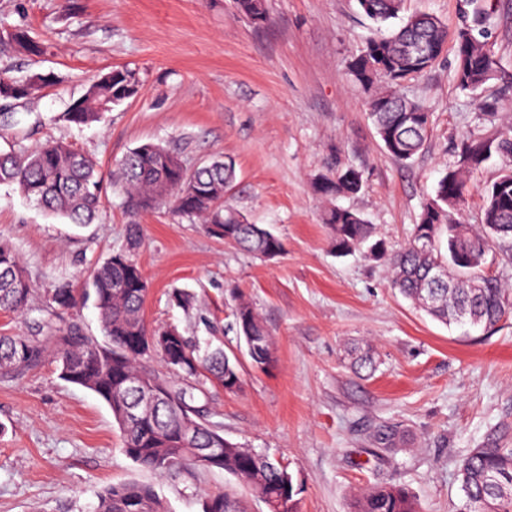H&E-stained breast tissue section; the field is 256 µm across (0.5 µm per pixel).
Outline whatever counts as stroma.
<instances>
[{"instance_id": "stroma-1", "label": "stroma", "mask_w": 512, "mask_h": 512, "mask_svg": "<svg viewBox=\"0 0 512 512\" xmlns=\"http://www.w3.org/2000/svg\"><path fill=\"white\" fill-rule=\"evenodd\" d=\"M483 38L497 73L475 95L456 86L454 42L400 93L432 115L424 149L400 162L382 147L368 93L347 71L373 28L357 0H266L268 21L235 13L232 0H0V32L22 24L45 49L31 57L0 45V71L53 73L56 82L0 118V148L54 140L91 156L104 185L92 224L47 214L17 186L0 184V237L23 259L38 292L66 283L82 294L96 265L127 244L139 225L136 259L150 284L149 328L236 346L237 300L248 302L272 336V362L241 364L232 392L207 400L227 439L287 466L301 492L298 512H354L359 491L400 483L420 512H464L458 459L490 433L512 436V314L495 327L443 324L390 287L383 262L336 255L321 222L312 180L351 165L365 187L341 198L395 249L410 236L427 198L452 163L459 136L492 133L483 100L512 117V0H493ZM114 67L133 70L139 95L103 122L63 120L87 82ZM153 142L193 168L224 156L236 165L225 201L269 228L283 252L263 260L212 236L168 207L132 212L115 184L134 147ZM193 293L183 310L172 290ZM77 327L100 333L93 303L46 322L40 312L0 311V334L47 336ZM371 348L370 376L348 351ZM399 433L395 451L378 433ZM152 485L166 512H201V494L229 492L248 512H268L224 472L157 475L129 459L108 406L60 378L54 356L19 375L0 376V512H93L105 486Z\"/></svg>"}]
</instances>
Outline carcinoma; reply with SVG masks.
<instances>
[{"label": "carcinoma", "mask_w": 512, "mask_h": 512, "mask_svg": "<svg viewBox=\"0 0 512 512\" xmlns=\"http://www.w3.org/2000/svg\"><path fill=\"white\" fill-rule=\"evenodd\" d=\"M365 15L377 24L398 17L402 0H369ZM471 21L455 34L457 66L455 80L463 91H475L490 81L497 61L488 43L480 40L494 19L493 11L482 0H469ZM237 12L253 21L267 19L265 0H234ZM23 51L39 54L42 46L28 30L15 29L3 34ZM447 28L430 14H415L389 34L373 38L347 63L354 81L371 92L368 105L385 151L406 162L426 145L431 115L421 120L408 119L399 111L404 98L397 92L404 79L406 49L417 42L430 41L442 47ZM53 81V75L33 73L18 80L0 72V101L13 100L19 87L25 97L37 94ZM140 84L127 68H114L97 76L79 97L80 111L68 108L67 121L91 125L103 119L104 112L136 97ZM494 155L512 157V122L507 120L490 135L470 134L455 147L454 161L439 179L434 195L422 209L411 238L391 252L384 242L374 239V228L357 212L329 206L323 223L331 232L336 254L364 251L367 257L386 260L392 271V285L406 299L432 318L444 323H469L492 327L512 313V296L499 280L486 278L487 256L498 248L512 251V169L506 168L483 191V209L478 228L454 219L462 210L470 191V177ZM122 189L127 207L150 210L169 202L188 216L203 219L217 238L250 254L266 257L283 248L278 236L259 224H241V213L224 205L226 192L236 178L231 160H212L192 170L175 152L155 143H144L129 151L120 165ZM0 184H16L27 198L48 212L73 224L90 223L99 208L100 180L91 158L56 141H47L30 151L11 146L0 150ZM364 186L362 172L353 166H336L330 174L312 184L315 194L327 200L355 195ZM447 236L446 252H441V237ZM140 244L137 225H130L127 245L112 253L94 269L91 277L93 303L98 311L103 340L86 336L73 328L54 336L0 335V374L21 373L37 367L47 345L54 343L60 375L101 398L112 411L125 454L153 472L175 468L197 469L196 455L224 437L220 425L209 419L207 404H197L196 393L206 384L228 387L240 380V361L221 346L202 347L182 335L178 341L182 360L166 365L154 364L136 353L132 345L146 344L165 333L149 331L143 320L148 295L136 282L144 280L135 252ZM33 298L32 284L19 253L0 240V310L21 312ZM76 297L67 285L55 288L39 301L40 311L52 316L59 310L75 307ZM238 341L245 343L251 363L256 356L272 361L271 335L246 302L237 303L233 312ZM352 366L358 373L372 372L375 359L368 351L354 350ZM153 378L157 392L152 403L132 423L122 421V408L143 404L139 393L123 390L135 376ZM197 424L196 447H180L178 438L187 423ZM224 460L216 467L235 477L253 496L267 503L270 512H297L299 488L280 461L225 440ZM458 474L465 495V512H512V448L508 444L488 443L471 449L458 462ZM94 512H163L153 488L140 483H123L105 488ZM202 512H242L229 493L208 494ZM356 512H419L409 491L394 483L374 485L357 498Z\"/></svg>", "instance_id": "cac0c4a2"}]
</instances>
